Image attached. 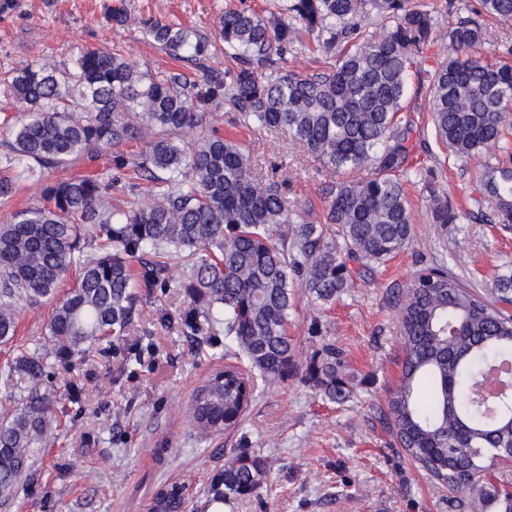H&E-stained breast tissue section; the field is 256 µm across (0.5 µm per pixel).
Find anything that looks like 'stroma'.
<instances>
[{"label":"stroma","mask_w":512,"mask_h":512,"mask_svg":"<svg viewBox=\"0 0 512 512\" xmlns=\"http://www.w3.org/2000/svg\"><path fill=\"white\" fill-rule=\"evenodd\" d=\"M267 0H11L0 12V79L26 60L71 65L87 47L117 49L151 74L176 71L204 82L229 62L213 49L203 66L179 64L146 37L140 20L153 17L211 34L225 7ZM135 23L118 26L112 8ZM447 55L430 44L408 78L406 101L414 121L410 147L415 165L433 167L431 186H409L411 243L384 265L366 269L354 288L331 309L308 294L294 299L290 334L299 355L318 344L319 325L344 345L351 364L367 382L354 402H325L302 380L280 387L258 386L257 398L239 433L200 439L185 419L195 388L224 362L223 344L210 345L162 326L159 314L178 317L187 305L181 290L136 289V314L126 336L106 352H91L56 372L54 413L61 426L46 448L34 479L21 489L10 512H149L152 498L173 481L186 482L188 512H213L205 491L212 475L240 438L271 458L273 467L257 495L236 502L233 512H448L443 489L430 483L391 446L379 420L401 372L402 345L386 286L410 279L427 265L443 263L469 287L491 294L497 276L512 275V226L489 223L492 209L478 202L487 154L450 161L428 122V78ZM212 124L237 138L254 170L288 179L290 199L322 206L331 178L317 162L278 133L237 126L226 108L212 110ZM445 195L466 207L462 224L429 221L431 198ZM51 304L23 308L16 336L0 343V364L15 353L48 343ZM143 342L141 364L125 370L130 345ZM77 385L82 410L74 412L65 392ZM81 467H73V460Z\"/></svg>","instance_id":"1"}]
</instances>
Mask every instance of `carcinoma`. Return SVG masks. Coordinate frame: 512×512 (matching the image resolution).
Segmentation results:
<instances>
[{
    "mask_svg": "<svg viewBox=\"0 0 512 512\" xmlns=\"http://www.w3.org/2000/svg\"><path fill=\"white\" fill-rule=\"evenodd\" d=\"M488 19L511 28L512 0H478L442 31L410 0H288L265 15L226 9L210 37L139 22L178 62L203 61L224 43L236 66L203 85L181 73L148 75L115 49L83 50L65 70L39 61L11 70L23 118L0 164V200L32 181L44 203L0 222V342L15 336L21 304L54 308L50 347L0 366V386L14 402L0 411V508L12 505L51 444L54 389L46 381L55 369L124 335L133 288H169L179 270L190 303L178 332L224 334V369L196 388L186 412L202 436L242 429L258 378L272 386L299 375L338 407L355 398L360 381L336 341L322 340L298 365L288 336L295 289L332 305L361 268L410 242L408 174L427 183L434 169L412 168L413 129L401 112L409 71L435 41L448 45L428 84L436 139L457 160L495 158L482 194L496 210L493 223L512 224V64L477 55ZM306 52L318 72L294 65ZM214 104L251 131L288 134L335 175L320 215L289 199L287 181L257 175L236 141L216 130L193 136L210 125ZM137 141L145 150H119ZM108 151L113 180L134 197L127 208L108 199L102 176L48 178L53 168ZM361 169L370 175L346 178ZM430 217L459 224L467 211L435 196ZM71 272L74 285L58 294ZM389 297L403 359L382 429L448 491L451 512H512V495L482 482L495 462L512 457V389L484 390L512 384V276L487 297L434 264L389 285ZM269 469L268 457L239 448L213 474L207 496L226 505L249 498ZM187 491L181 482L163 486L151 512H187Z\"/></svg>",
    "mask_w": 512,
    "mask_h": 512,
    "instance_id": "carcinoma-1",
    "label": "carcinoma"
}]
</instances>
